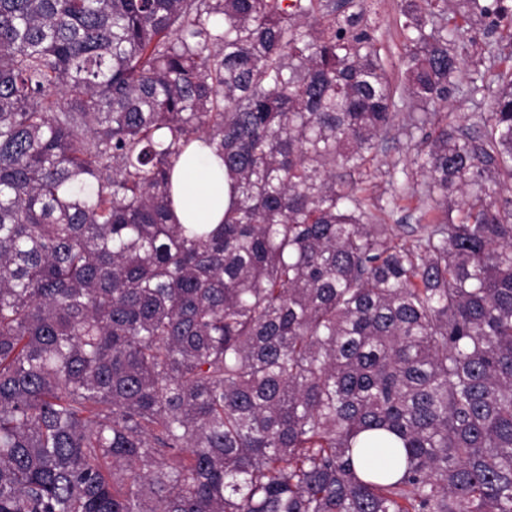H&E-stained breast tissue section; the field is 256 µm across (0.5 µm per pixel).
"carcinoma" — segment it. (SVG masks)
<instances>
[{
  "mask_svg": "<svg viewBox=\"0 0 512 512\" xmlns=\"http://www.w3.org/2000/svg\"><path fill=\"white\" fill-rule=\"evenodd\" d=\"M456 2L401 0L396 85L364 6L0 0V512H512V0ZM407 98L410 241L367 195ZM473 66H467L457 78V89L448 103V123L459 127L464 132L474 133L477 129L475 123L481 112H489L491 106V93L474 97L467 92L473 76ZM174 220L178 224H221L229 200L224 165L195 142L172 171ZM429 205H433V203L430 201L422 202L419 195L402 200L400 208L396 210L393 218L387 221V224L400 225V234L407 239H413L417 236L421 225L429 224L432 217L439 215L437 210H433L428 215L423 216V212Z\"/></svg>",
  "mask_w": 512,
  "mask_h": 512,
  "instance_id": "obj_1",
  "label": "carcinoma"
}]
</instances>
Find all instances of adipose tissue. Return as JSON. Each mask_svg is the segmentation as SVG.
<instances>
[{"instance_id": "obj_1", "label": "adipose tissue", "mask_w": 512, "mask_h": 512, "mask_svg": "<svg viewBox=\"0 0 512 512\" xmlns=\"http://www.w3.org/2000/svg\"><path fill=\"white\" fill-rule=\"evenodd\" d=\"M172 185L177 223H222L229 200L224 165L208 148L196 143L179 157Z\"/></svg>"}]
</instances>
